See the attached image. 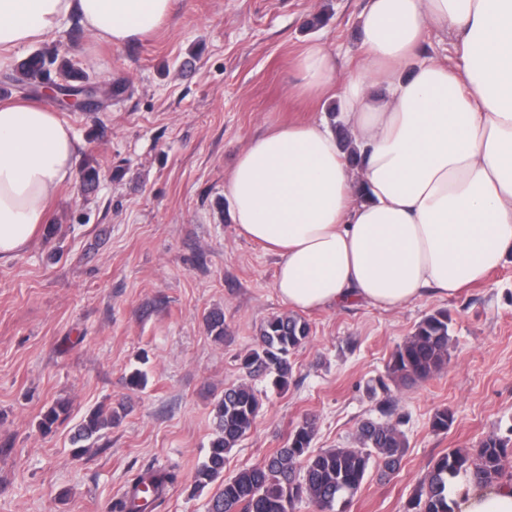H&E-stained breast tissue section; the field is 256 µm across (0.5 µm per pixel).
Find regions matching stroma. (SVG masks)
<instances>
[{"label": "stroma", "instance_id": "stroma-1", "mask_svg": "<svg viewBox=\"0 0 512 512\" xmlns=\"http://www.w3.org/2000/svg\"><path fill=\"white\" fill-rule=\"evenodd\" d=\"M363 6L177 0L166 26L139 42L98 43L72 26L49 38L90 82L124 91L62 111L81 144L73 181L31 243L0 262V512H112L134 474L169 464L182 480L161 512H206L216 488L193 484L212 408L244 381L262 407L226 455L228 477L286 447L304 417L317 423L313 450L350 446L358 425L393 403L407 440L401 466L371 468L347 512H407L433 459L512 434V257L451 298L305 313L310 338L287 390L240 367L261 324L288 306L274 288L277 256L239 234L224 184L254 136L331 114L329 103L295 94L297 59L319 41L339 72L355 68ZM90 167L99 173L91 188ZM438 310L451 317L444 368L371 393L397 346ZM214 313L220 342L207 324ZM136 368L145 388L127 383ZM58 405L64 413L44 430ZM98 408L115 422L76 446ZM442 408L454 421L436 432Z\"/></svg>", "mask_w": 512, "mask_h": 512}]
</instances>
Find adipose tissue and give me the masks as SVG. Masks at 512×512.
<instances>
[{"mask_svg": "<svg viewBox=\"0 0 512 512\" xmlns=\"http://www.w3.org/2000/svg\"><path fill=\"white\" fill-rule=\"evenodd\" d=\"M174 8L0 0V67L70 21L120 47ZM359 20L356 70L338 74L313 43L295 89L337 100L361 166L327 120L291 121L253 137L224 185L239 231L279 255L275 289L295 310L452 296L512 255V0H367ZM430 26L450 37L451 64L423 57ZM79 149L46 102L0 100V261L47 223Z\"/></svg>", "mask_w": 512, "mask_h": 512, "instance_id": "obj_1", "label": "adipose tissue"}]
</instances>
